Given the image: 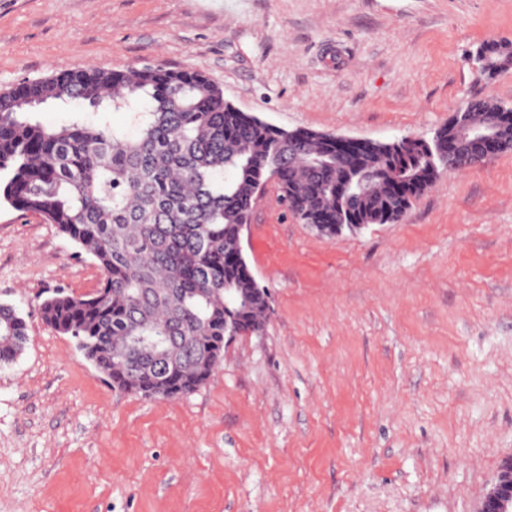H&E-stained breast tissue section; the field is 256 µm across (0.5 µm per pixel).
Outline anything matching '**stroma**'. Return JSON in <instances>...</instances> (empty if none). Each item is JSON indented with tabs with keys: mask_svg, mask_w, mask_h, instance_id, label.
<instances>
[{
	"mask_svg": "<svg viewBox=\"0 0 512 512\" xmlns=\"http://www.w3.org/2000/svg\"><path fill=\"white\" fill-rule=\"evenodd\" d=\"M512 0H0V91L58 68L213 78L286 129L429 139L463 102L512 108ZM243 254L270 293L209 381L108 386L47 326L101 272L0 203V512H477L512 455V151L442 172L395 224L327 238L259 199ZM27 340V325L12 305L0 303V364L12 362Z\"/></svg>",
	"mask_w": 512,
	"mask_h": 512,
	"instance_id": "stroma-1",
	"label": "stroma"
}]
</instances>
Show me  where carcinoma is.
Returning a JSON list of instances; mask_svg holds the SVG:
<instances>
[{"label":"carcinoma","mask_w":512,"mask_h":512,"mask_svg":"<svg viewBox=\"0 0 512 512\" xmlns=\"http://www.w3.org/2000/svg\"><path fill=\"white\" fill-rule=\"evenodd\" d=\"M486 47L498 72L512 66V44ZM48 105L70 109L69 122L42 124ZM492 122L498 151L512 149V108L473 99L430 140H370L348 161L329 133L288 135L228 105L200 71L62 69L0 91V200L55 225L102 273L87 294L53 292L42 320L74 337L111 387L172 399L208 381L228 331L266 329L268 291L233 257L259 185L274 184L286 210L325 237L395 224L469 155L457 127ZM26 340L24 318L0 303V364Z\"/></svg>","instance_id":"1"}]
</instances>
